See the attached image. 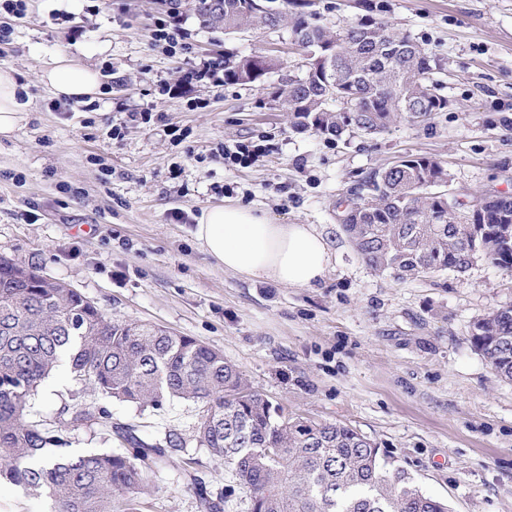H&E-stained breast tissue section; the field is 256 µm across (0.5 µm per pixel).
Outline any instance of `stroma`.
<instances>
[{"instance_id": "stroma-1", "label": "stroma", "mask_w": 512, "mask_h": 512, "mask_svg": "<svg viewBox=\"0 0 512 512\" xmlns=\"http://www.w3.org/2000/svg\"><path fill=\"white\" fill-rule=\"evenodd\" d=\"M24 3L23 15L0 12V69L15 71L27 102L19 131L0 138V254L67 283L112 320L219 349L288 414L373 439L450 512H512V382L470 342L477 317L512 303V275L481 260L461 276L373 272L336 210L365 172L411 154L440 161L459 193L512 196V0H386L384 22L439 58L448 107L426 126L339 140L296 133L268 105V86L305 73L287 29L228 36L201 28L185 2L191 49L170 51L150 38L165 0ZM307 3L332 32L361 15L356 0ZM60 48L99 74L97 96L61 100L40 82ZM254 52L280 63L265 82L182 83L200 60ZM140 111L151 121H132ZM246 138L266 148L251 163L214 152ZM227 202L316 225L335 252L324 282L253 283L217 266L194 230L205 208ZM178 209L186 222L173 219ZM72 391L67 373L53 372L33 413L54 421ZM107 408L146 433H180L195 460L160 462L137 512H199L201 486L222 512H247L223 461L191 439L193 403Z\"/></svg>"}]
</instances>
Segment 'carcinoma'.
<instances>
[{
	"label": "carcinoma",
	"instance_id": "1",
	"mask_svg": "<svg viewBox=\"0 0 512 512\" xmlns=\"http://www.w3.org/2000/svg\"><path fill=\"white\" fill-rule=\"evenodd\" d=\"M303 0H192L199 25L226 35L288 28L306 52L305 75L269 93L293 128L327 139L378 134L397 122L428 120L448 106L434 80L439 60L377 17L382 3L330 34L303 11ZM277 66L258 54L224 56V83H261ZM335 103L336 108L328 107ZM354 107L359 127L349 128ZM435 158L408 155L373 169L336 203L354 250L373 271L399 279L463 274L475 259L512 274V197L481 194L468 206L442 203L427 191L446 181ZM0 255V484L26 496L45 493L52 512H112L137 494L158 458L183 452L172 431L147 439L112 423L107 408L71 396L56 421L34 418L30 400L64 363L74 384L99 399L159 409L175 399L198 408L195 440L224 461L246 490L250 512H449L425 494L378 444L338 423L289 416L255 390L224 354L159 327L117 322L62 281ZM470 341L492 369L512 381V305L472 323ZM101 427L126 442L129 455L77 453L67 435Z\"/></svg>",
	"mask_w": 512,
	"mask_h": 512
}]
</instances>
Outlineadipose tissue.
Here are the masks:
<instances>
[{"label": "adipose tissue", "mask_w": 512, "mask_h": 512, "mask_svg": "<svg viewBox=\"0 0 512 512\" xmlns=\"http://www.w3.org/2000/svg\"><path fill=\"white\" fill-rule=\"evenodd\" d=\"M55 96L82 100L95 94V71L77 66L57 50L40 75ZM26 108L12 71L0 69V136L13 135ZM195 237L216 265L247 279L310 288L332 266L333 250L311 224H279L259 209L227 203L204 211Z\"/></svg>", "instance_id": "ef3b65f1"}]
</instances>
